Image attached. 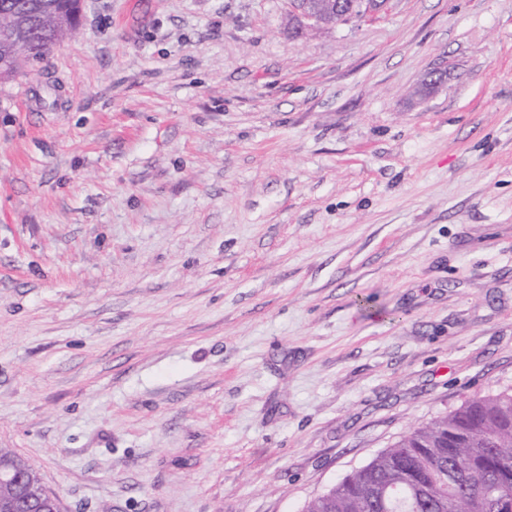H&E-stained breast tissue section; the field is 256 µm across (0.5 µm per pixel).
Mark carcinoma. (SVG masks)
Here are the masks:
<instances>
[{
  "label": "carcinoma",
  "mask_w": 512,
  "mask_h": 512,
  "mask_svg": "<svg viewBox=\"0 0 512 512\" xmlns=\"http://www.w3.org/2000/svg\"><path fill=\"white\" fill-rule=\"evenodd\" d=\"M80 0H0V80L42 59L77 24ZM304 512H512V392L474 398L418 427Z\"/></svg>",
  "instance_id": "cac0c4a2"
}]
</instances>
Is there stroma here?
<instances>
[{"label": "stroma", "mask_w": 512, "mask_h": 512, "mask_svg": "<svg viewBox=\"0 0 512 512\" xmlns=\"http://www.w3.org/2000/svg\"><path fill=\"white\" fill-rule=\"evenodd\" d=\"M80 7L0 80V448L61 512H302L512 390V0ZM337 1V2H336ZM324 0L311 8L299 9L304 28L318 29L346 22L352 18H372L380 13L388 0H348L357 1L346 4V0Z\"/></svg>", "instance_id": "1"}]
</instances>
